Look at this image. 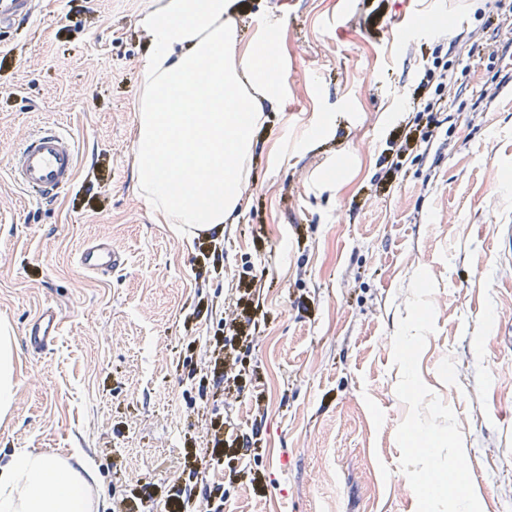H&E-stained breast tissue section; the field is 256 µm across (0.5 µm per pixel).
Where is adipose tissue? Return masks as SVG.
<instances>
[{
  "instance_id": "ef3b65f1",
  "label": "adipose tissue",
  "mask_w": 512,
  "mask_h": 512,
  "mask_svg": "<svg viewBox=\"0 0 512 512\" xmlns=\"http://www.w3.org/2000/svg\"><path fill=\"white\" fill-rule=\"evenodd\" d=\"M228 0H160L140 64L136 161L162 221L223 232L249 189L243 165L263 102L280 89L272 36L239 52ZM82 457L22 450L0 467V512H90Z\"/></svg>"
}]
</instances>
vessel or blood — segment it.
<instances>
[{
    "label": "vessel or blood",
    "mask_w": 512,
    "mask_h": 512,
    "mask_svg": "<svg viewBox=\"0 0 512 512\" xmlns=\"http://www.w3.org/2000/svg\"><path fill=\"white\" fill-rule=\"evenodd\" d=\"M35 15L34 0H0V29ZM8 174L18 187L41 200L58 197L75 180L78 155L73 135L63 125L52 122L37 128L4 153ZM76 263L89 277L111 276L124 263L123 254L105 239L88 242ZM61 330V317L54 306H43L27 324L26 339L31 348L51 350Z\"/></svg>",
    "instance_id": "1"
}]
</instances>
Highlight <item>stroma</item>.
Instances as JSON below:
<instances>
[{
  "instance_id": "stroma-1",
  "label": "stroma",
  "mask_w": 512,
  "mask_h": 512,
  "mask_svg": "<svg viewBox=\"0 0 512 512\" xmlns=\"http://www.w3.org/2000/svg\"><path fill=\"white\" fill-rule=\"evenodd\" d=\"M158 0H42L0 38V143L48 122L75 137L79 172L55 201L0 160V322L15 337L0 464L30 448L92 465V512H163L169 497L224 512H417L399 467L392 341L419 270L436 281L423 382L456 416L482 512H512V64L480 83L455 57L489 46L512 0H248L240 50L276 31L281 88L248 161V197L223 234L181 238L138 183L139 66ZM423 37L401 39L405 20ZM462 93L388 193L398 125L429 51ZM126 257L106 280L77 252ZM46 302L48 353L25 345ZM256 321L248 341L227 327ZM232 358L208 368L214 339ZM224 424L222 472L206 467ZM76 263L82 273L89 277H109L124 263L123 253L112 248L106 239L88 242L77 255ZM61 321L54 306L44 305L27 324L25 335L31 348L39 353L51 350L59 336Z\"/></svg>"
}]
</instances>
